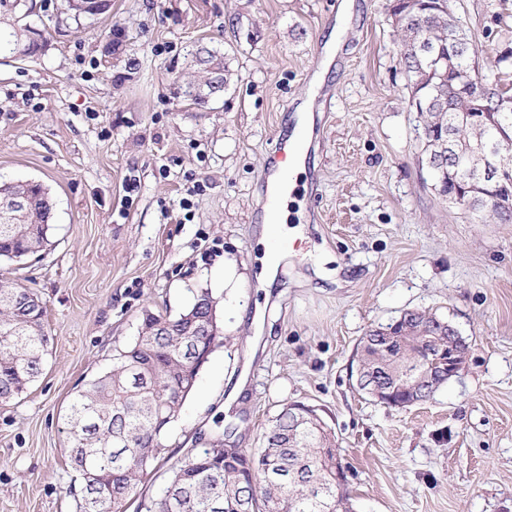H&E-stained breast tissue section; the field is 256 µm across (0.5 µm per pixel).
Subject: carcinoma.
I'll use <instances>...</instances> for the list:
<instances>
[{"instance_id":"1","label":"carcinoma","mask_w":512,"mask_h":512,"mask_svg":"<svg viewBox=\"0 0 512 512\" xmlns=\"http://www.w3.org/2000/svg\"><path fill=\"white\" fill-rule=\"evenodd\" d=\"M22 2L0 0V52H11L20 43L27 44L30 55L39 49V43L29 39L31 29L20 24L17 16ZM63 6L78 17L94 16L109 7V0H63ZM398 32L409 106L430 133L424 138L422 163L427 165L434 190L448 203H456L466 172L483 165L468 147L493 138L502 172L468 208L478 221L491 218L512 223V87L499 78H484L474 86L487 109L477 120L467 97L448 102V89L461 73L478 71L477 50L461 19L445 7L425 14L422 21L404 19ZM422 44L443 57L454 46L464 51L454 55L450 71L434 58L422 57ZM194 62L205 77L208 67L217 63L224 70V84L230 83L224 56L201 47L194 53ZM447 131L460 153V167L444 172L428 166V159L441 151L440 139ZM18 191L27 194L30 207L17 212L10 223H0V258L12 261L47 247L54 209L49 191L35 181L0 183V200ZM3 296L22 302L38 295L0 283V402H7L21 396L40 375L49 336L42 324L43 306L18 310L1 300ZM213 307L209 292L202 291L175 317L146 314L138 336L117 351L112 369L74 397L65 429L70 467L81 480L80 512H87L89 503L98 504V512H125L138 493L148 468L162 452L161 434L187 398L177 389L197 375L185 354L187 335ZM437 317L429 310L409 311L395 328L369 335L362 345V371L376 373L381 386L396 399L408 392L430 396L437 377L424 374L419 354L428 350L443 357L448 354V335L427 343L439 327ZM338 479L347 481V466L336 460L330 439L317 429L293 426L283 410L260 448H239L230 454L222 448L187 453L171 468L163 494L141 501L139 509L262 512L266 502L276 500L282 512H351V498L332 499Z\"/></svg>"}]
</instances>
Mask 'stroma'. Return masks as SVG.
Wrapping results in <instances>:
<instances>
[{
    "mask_svg": "<svg viewBox=\"0 0 512 512\" xmlns=\"http://www.w3.org/2000/svg\"><path fill=\"white\" fill-rule=\"evenodd\" d=\"M482 74L512 82V0H453ZM41 38L0 56V180L54 202L51 244L0 261L50 338L41 375L0 402V512H79L64 419L147 313L209 291L226 341L162 436L141 489L158 497L188 449L227 423L261 447L279 412L316 409L349 466L355 512H512V223L448 204L420 163L417 118L389 0H111L94 17L27 0ZM223 53L231 85L178 93L190 53ZM305 115L307 166L284 202L289 240L264 267L268 155ZM232 261L241 287L224 286ZM447 316L471 345L426 402L356 386L365 333L408 310Z\"/></svg>",
    "mask_w": 512,
    "mask_h": 512,
    "instance_id": "1",
    "label": "stroma"
}]
</instances>
